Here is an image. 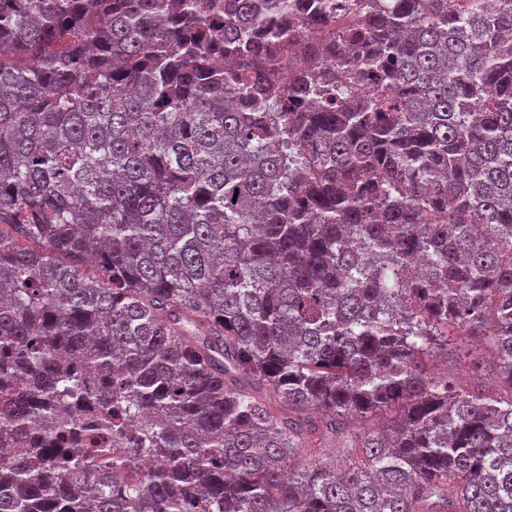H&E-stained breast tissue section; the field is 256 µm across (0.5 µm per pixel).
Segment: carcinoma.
<instances>
[{
    "label": "carcinoma",
    "instance_id": "carcinoma-1",
    "mask_svg": "<svg viewBox=\"0 0 512 512\" xmlns=\"http://www.w3.org/2000/svg\"><path fill=\"white\" fill-rule=\"evenodd\" d=\"M493 2L0 0V512H512ZM468 348L473 352L481 354L480 357L483 359V368L478 377L472 376L469 367L464 364L461 356L456 355L454 352L448 350V356L446 351H442L433 357L430 361V365L440 373L447 372L448 375L454 376L460 380V382L471 389H491L496 385L495 382V360L491 352L485 351L482 346L478 345L474 339L469 342Z\"/></svg>",
    "mask_w": 512,
    "mask_h": 512
}]
</instances>
